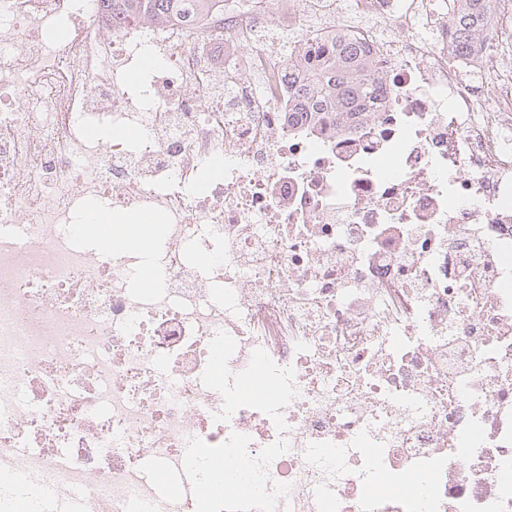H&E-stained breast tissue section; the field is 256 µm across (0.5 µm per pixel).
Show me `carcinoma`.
<instances>
[{"instance_id": "obj_1", "label": "carcinoma", "mask_w": 512, "mask_h": 512, "mask_svg": "<svg viewBox=\"0 0 512 512\" xmlns=\"http://www.w3.org/2000/svg\"><path fill=\"white\" fill-rule=\"evenodd\" d=\"M100 7L121 22L154 25L178 18L190 11L224 26V0H98ZM455 26L463 37L471 38L491 21L496 0H457ZM364 60L350 49L338 55L337 61L324 64L317 81L304 90L306 105L326 108L341 116L345 111L370 98L375 84L362 78Z\"/></svg>"}]
</instances>
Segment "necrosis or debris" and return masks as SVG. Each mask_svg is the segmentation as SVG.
<instances>
[{
    "mask_svg": "<svg viewBox=\"0 0 512 512\" xmlns=\"http://www.w3.org/2000/svg\"><path fill=\"white\" fill-rule=\"evenodd\" d=\"M455 8L0 0V512H512V0ZM347 44L376 97L300 116ZM104 11L112 14V20L139 22L154 25L168 22L191 11L208 22H217L224 28V0H97ZM208 17H210L208 19ZM453 22L464 38L471 39L491 21L497 0H456Z\"/></svg>",
    "mask_w": 512,
    "mask_h": 512,
    "instance_id": "necrosis-or-debris-1",
    "label": "necrosis or debris"
}]
</instances>
